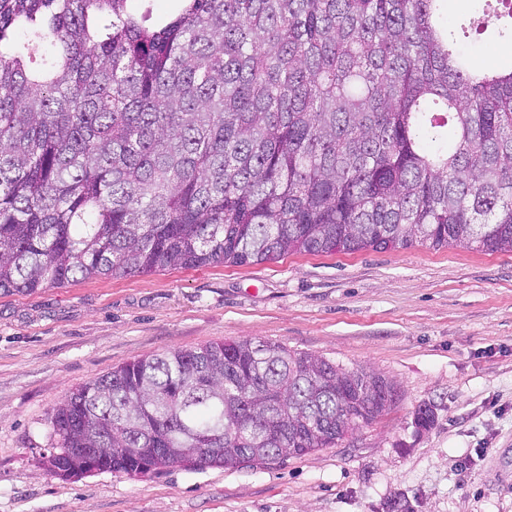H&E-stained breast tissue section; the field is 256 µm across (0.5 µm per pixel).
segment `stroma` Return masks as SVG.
I'll return each instance as SVG.
<instances>
[{
  "instance_id": "35a3bbf8",
  "label": "stroma",
  "mask_w": 512,
  "mask_h": 512,
  "mask_svg": "<svg viewBox=\"0 0 512 512\" xmlns=\"http://www.w3.org/2000/svg\"><path fill=\"white\" fill-rule=\"evenodd\" d=\"M243 337L372 370L397 400L335 447L271 466L46 474L68 391ZM0 512H512V253L297 254L0 296Z\"/></svg>"
}]
</instances>
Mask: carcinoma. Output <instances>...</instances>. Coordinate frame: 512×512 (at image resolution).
Returning <instances> with one entry per match:
<instances>
[{
	"instance_id": "obj_1",
	"label": "carcinoma",
	"mask_w": 512,
	"mask_h": 512,
	"mask_svg": "<svg viewBox=\"0 0 512 512\" xmlns=\"http://www.w3.org/2000/svg\"><path fill=\"white\" fill-rule=\"evenodd\" d=\"M0 0V295L294 253L512 252V0ZM40 57L42 66L29 63ZM393 382L240 338L143 356L52 409L47 472L273 465ZM176 0H129L127 7L137 15L148 14L149 22L154 23L160 17L177 10Z\"/></svg>"
}]
</instances>
